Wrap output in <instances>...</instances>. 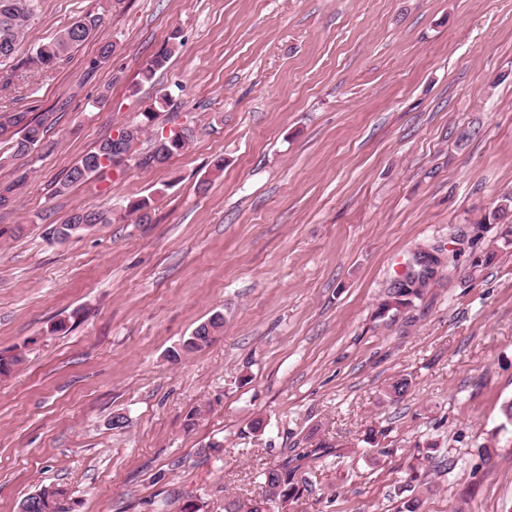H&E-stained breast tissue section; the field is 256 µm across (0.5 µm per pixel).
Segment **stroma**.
<instances>
[{"label":"stroma","mask_w":512,"mask_h":512,"mask_svg":"<svg viewBox=\"0 0 512 512\" xmlns=\"http://www.w3.org/2000/svg\"><path fill=\"white\" fill-rule=\"evenodd\" d=\"M89 14L70 58L28 64ZM166 92L187 150L55 194ZM0 112L55 118L0 167L2 185L28 176L0 208V352L24 357L0 378V512L45 487L65 512H224L292 457L285 512H398L414 470L424 512H512V249L375 315L412 251L503 230L481 218L512 191V0H34ZM146 197L139 224L126 206ZM78 209L112 221L48 241ZM217 312L223 332L181 353ZM178 38L177 34H172L170 37L171 40V46L168 48H164L161 52L154 55L150 60H148L143 69L141 70V76L144 81H150L157 71L161 70L166 66L168 63L170 57L172 54L176 51L178 45H180V42H175V40Z\"/></svg>","instance_id":"35a3bbf8"}]
</instances>
